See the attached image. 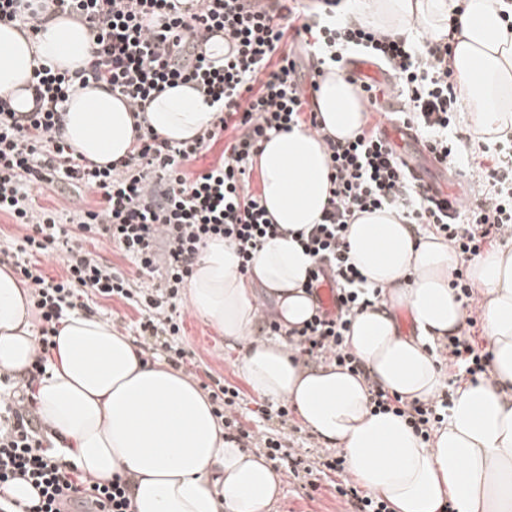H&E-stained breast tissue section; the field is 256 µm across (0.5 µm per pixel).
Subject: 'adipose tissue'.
I'll return each mask as SVG.
<instances>
[{
  "instance_id": "obj_1",
  "label": "adipose tissue",
  "mask_w": 512,
  "mask_h": 512,
  "mask_svg": "<svg viewBox=\"0 0 512 512\" xmlns=\"http://www.w3.org/2000/svg\"><path fill=\"white\" fill-rule=\"evenodd\" d=\"M364 23L397 36L436 33L456 21V81L465 120L480 140L512 134V33L504 0H358ZM93 44L87 27L60 16L39 35L0 23V95L16 111L32 106L34 70L85 67ZM317 108L328 134L344 140L365 123V107L337 68L319 79ZM67 143L94 163L128 156L134 118L98 84L71 92L63 104ZM213 116L190 86L168 88L147 104L148 124L172 141L191 139ZM263 203L286 233L268 239L247 274L236 245L201 246L188 280V301L202 318L240 344L246 383L269 401H287L303 427L343 451L348 473L383 497L392 512H512V249L494 248L472 262L483 288L489 377L465 383L448 423L422 447L405 420L374 413L370 384L411 401L432 397L441 372L429 341L458 335L464 314L449 286L455 253L440 237H414L390 209L361 213L350 224V256L386 298L358 314L347 343L367 376L330 365L311 369L293 359L283 336L253 342L259 297L275 302L283 331L312 313L304 290L313 261L292 232L318 223L328 202L325 147L308 132L271 136L257 157ZM405 307L418 329L405 336L391 311ZM30 294L0 268V372L20 374L39 354ZM57 346L36 389L39 415L62 461L96 481H133L134 512H270L280 476L264 457L228 440L206 393L167 362L144 361L140 350L104 320L75 312L60 326Z\"/></svg>"
}]
</instances>
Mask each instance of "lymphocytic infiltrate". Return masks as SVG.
<instances>
[{
  "mask_svg": "<svg viewBox=\"0 0 512 512\" xmlns=\"http://www.w3.org/2000/svg\"><path fill=\"white\" fill-rule=\"evenodd\" d=\"M300 2L198 0L191 6L187 0H42L35 5L0 0V22L36 34L62 13L86 24L94 40L87 67L72 73L44 65L37 69L30 111H12L0 98V214L29 230L18 250L0 248V266L11 268L30 288L40 346L39 358L23 377L0 373V512H132L130 478L94 482L76 463L61 461L33 395L62 320L71 311H88L93 296L134 303L141 310L136 330L143 352L162 349L184 360L176 342L183 330L176 303L201 244L213 238L235 243L244 274L258 247L281 233L251 187L256 157L269 135L296 128L319 134L330 170L328 203L319 222L300 238L313 260L306 292L332 278L337 311L315 310L288 331L271 317L258 328L262 336L287 334L291 351L305 363L366 372L346 337L353 319L379 303L384 291L368 285L349 255L347 231L357 213L392 208L413 233L443 238L461 260L450 286L468 311L474 286L465 263L512 238V144L499 145L493 166L476 174L479 183L491 185L490 194L451 210L438 200V187L400 158L383 127H364L353 138L337 139L325 133L315 104L325 67L343 70L355 55H364L385 79H354L360 98L379 111L401 100L397 122L414 132L437 165L460 167L462 155L450 135L463 108L452 80L456 25L417 41L345 21L347 0H315L307 10ZM217 28L233 56L207 53ZM78 81L106 85L138 113L166 87L193 83L215 114L190 140L171 141L138 126L129 156L103 167L78 156L62 134V105ZM218 142L224 152L216 164L188 171L189 163ZM32 183L94 193L99 205L66 219L34 205ZM89 240L115 246L134 263L137 278L114 271L108 260L86 250ZM54 253L63 260L61 277L45 276L29 262ZM154 276L158 284L145 290V279ZM477 323L469 311L468 326ZM435 354L454 387L478 381L489 362L488 351L471 336L444 337ZM370 393L375 411L405 418L425 444L448 415L444 396L408 402L377 386ZM262 442L267 458L294 479L335 476L336 496L351 512H391L386 500L350 483L339 452L289 448L275 434ZM17 480L37 491L36 499L21 508L5 493Z\"/></svg>",
  "mask_w": 512,
  "mask_h": 512,
  "instance_id": "1",
  "label": "lymphocytic infiltrate"
}]
</instances>
